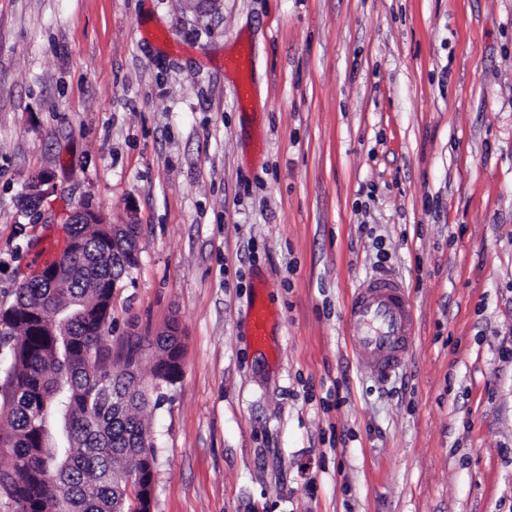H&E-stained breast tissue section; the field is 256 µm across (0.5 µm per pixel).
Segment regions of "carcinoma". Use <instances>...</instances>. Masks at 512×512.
<instances>
[{
  "label": "carcinoma",
  "instance_id": "cac0c4a2",
  "mask_svg": "<svg viewBox=\"0 0 512 512\" xmlns=\"http://www.w3.org/2000/svg\"><path fill=\"white\" fill-rule=\"evenodd\" d=\"M70 274L59 283L30 281L0 315L3 369L0 493L12 512H146L156 463L135 414L147 403L132 369L141 343L127 348L124 369L112 371L104 340L111 330L112 285L137 262V238L112 254V225L72 224ZM155 379L181 372L178 336H159Z\"/></svg>",
  "mask_w": 512,
  "mask_h": 512
}]
</instances>
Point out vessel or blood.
<instances>
[{
    "mask_svg": "<svg viewBox=\"0 0 512 512\" xmlns=\"http://www.w3.org/2000/svg\"><path fill=\"white\" fill-rule=\"evenodd\" d=\"M354 357L385 379L404 365L415 338V316L407 288L391 275L356 289L350 302Z\"/></svg>",
    "mask_w": 512,
    "mask_h": 512,
    "instance_id": "vessel-or-blood-1",
    "label": "vessel or blood"
}]
</instances>
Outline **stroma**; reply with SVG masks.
<instances>
[{"label":"stroma","instance_id":"35a3bbf8","mask_svg":"<svg viewBox=\"0 0 512 512\" xmlns=\"http://www.w3.org/2000/svg\"><path fill=\"white\" fill-rule=\"evenodd\" d=\"M82 206L139 226L113 368L179 327L153 512H512V0H0L1 309ZM382 273L416 338L379 383ZM349 336L354 357L377 379H386L404 365L415 338V316L407 288L391 275L356 289L350 302ZM250 336L254 343H261L267 336V317L263 307L254 300L249 309Z\"/></svg>","mask_w":512,"mask_h":512}]
</instances>
